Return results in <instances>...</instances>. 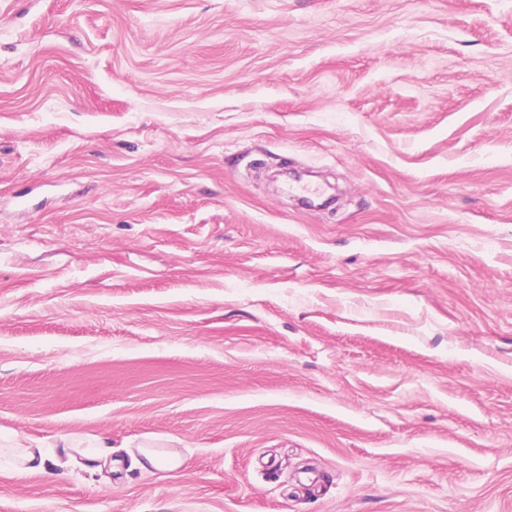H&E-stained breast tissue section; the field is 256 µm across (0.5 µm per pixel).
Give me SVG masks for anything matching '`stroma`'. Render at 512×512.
Here are the masks:
<instances>
[{"mask_svg": "<svg viewBox=\"0 0 512 512\" xmlns=\"http://www.w3.org/2000/svg\"><path fill=\"white\" fill-rule=\"evenodd\" d=\"M0 437L120 463L0 512H512V0H0ZM138 452L142 459L136 457V462L141 469L153 468L172 471L178 469L181 465L179 457L174 453H155L148 451L146 448H139Z\"/></svg>", "mask_w": 512, "mask_h": 512, "instance_id": "1", "label": "stroma"}]
</instances>
